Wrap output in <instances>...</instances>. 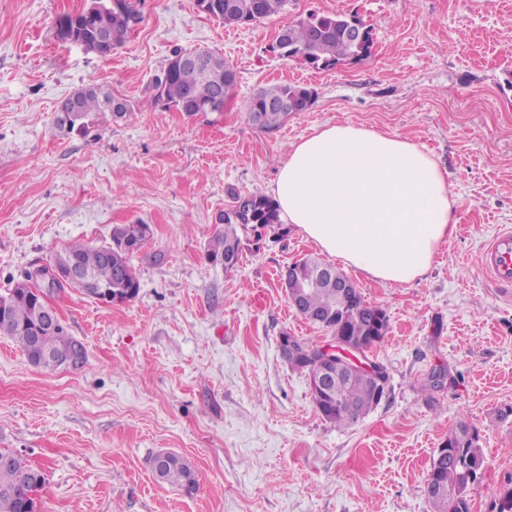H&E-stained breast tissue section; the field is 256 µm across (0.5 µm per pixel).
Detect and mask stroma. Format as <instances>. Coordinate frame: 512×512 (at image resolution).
<instances>
[{
  "label": "stroma",
  "instance_id": "1",
  "mask_svg": "<svg viewBox=\"0 0 512 512\" xmlns=\"http://www.w3.org/2000/svg\"><path fill=\"white\" fill-rule=\"evenodd\" d=\"M91 3L0 0V295L64 245L110 243L118 224L152 228L132 258L134 300L103 305L72 288L53 299L86 348L83 368L33 367L0 334V448L43 472L40 512H435L426 475L462 419L485 456L471 512H496L512 488V287L481 260L512 227V0H288L248 26L211 19L195 0H129L128 37L106 58L56 37L59 16ZM312 12L362 20L370 54L324 70L282 58L277 31ZM180 49L233 67L223 111L155 104L154 81ZM283 80L316 98L262 131L242 102ZM92 85L128 101L132 119L103 112L88 133L60 135L62 104ZM338 122L430 152L459 219L422 277L351 273L389 317L372 352L389 392L343 430L280 351L285 334L328 341L280 273L329 254L292 225L245 241L234 269L207 257L230 191L268 194L292 146ZM439 369L445 387L427 389ZM160 451L192 463L196 493L154 479Z\"/></svg>",
  "mask_w": 512,
  "mask_h": 512
}]
</instances>
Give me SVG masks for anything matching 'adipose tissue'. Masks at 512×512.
Wrapping results in <instances>:
<instances>
[{
	"mask_svg": "<svg viewBox=\"0 0 512 512\" xmlns=\"http://www.w3.org/2000/svg\"><path fill=\"white\" fill-rule=\"evenodd\" d=\"M283 223L366 276L407 283L456 230L448 173L414 142L350 123L293 145L270 188Z\"/></svg>",
	"mask_w": 512,
	"mask_h": 512,
	"instance_id": "1",
	"label": "adipose tissue"
}]
</instances>
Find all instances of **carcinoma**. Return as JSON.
Masks as SVG:
<instances>
[{"mask_svg": "<svg viewBox=\"0 0 512 512\" xmlns=\"http://www.w3.org/2000/svg\"><path fill=\"white\" fill-rule=\"evenodd\" d=\"M120 13L98 14L91 28L84 25L80 13L60 16L56 25L66 26L76 34L86 50L101 53V45L112 51L126 38L130 23L134 20L131 6L126 0H118ZM226 0H196L197 7H206L204 14L228 26L257 23L280 14L288 0H236L237 6L228 10ZM361 23L356 17L343 14L311 13L307 18L288 25V36L278 48L280 56L304 61L314 69H328L338 62L360 59L370 54V47L359 49L348 33L349 22ZM213 54L206 51H178L169 61L154 86V102L165 109L185 112L192 116L210 103L219 93L216 77L206 69V62ZM315 97L313 89L304 85L281 82L260 89L242 103V110L249 121L264 131H274L288 119L290 113L268 109L270 103H292L294 111L305 112ZM78 105L73 112H61L55 125L61 132L74 130L86 132L93 116L108 110L106 100L94 87L77 92ZM216 223L224 225V232L217 234L207 249L211 261L226 262L242 245V237L251 234L262 238V231L275 227L286 236L288 229L281 227L277 209L272 200L250 195L249 205L230 219L222 211ZM149 242L140 232L138 224H120L112 228V260L104 258L106 247H91L71 243L54 254V260L76 261L96 282L97 286L114 294L139 293L140 282L132 265V257ZM345 277L338 268L316 261L303 259L283 273V279L291 286L304 289L307 308L320 312L328 324L339 330L366 349L375 347L374 337L389 332V318L373 324L379 307L365 300L357 291L341 297L330 281ZM64 290L40 284L27 275L6 296H0V332L13 338L25 355L37 354V367L45 370L61 368L73 353L76 341L59 324L54 330H46L40 337V352H35L33 338L39 329L40 315L37 310L39 295L47 297ZM304 354L299 358L298 370L315 375L320 367L311 352L318 344L303 341ZM312 401L323 420L339 429L347 428L364 418L376 407L372 387L361 377L350 378L329 393L311 394ZM478 434L465 420L459 421L457 430L448 436V454L453 460L437 461L427 476H432L448 488V496L433 500L435 512H470L465 491L469 484L478 480L484 464ZM44 474L32 467L26 459L11 448H0V512H33L26 495L32 485H42ZM160 482L191 493L197 489L196 471L184 457L169 452L165 457Z\"/></svg>", "mask_w": 512, "mask_h": 512, "instance_id": "1", "label": "carcinoma"}]
</instances>
